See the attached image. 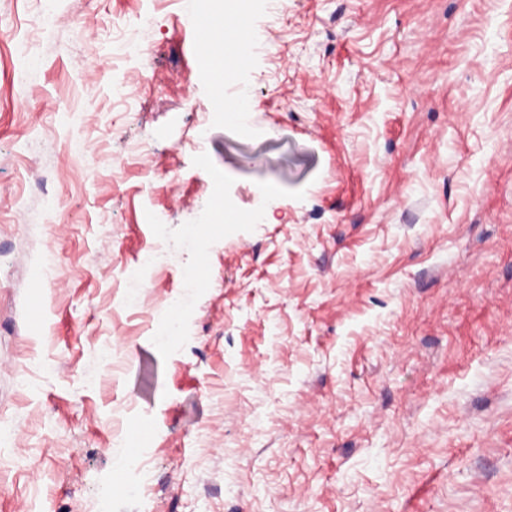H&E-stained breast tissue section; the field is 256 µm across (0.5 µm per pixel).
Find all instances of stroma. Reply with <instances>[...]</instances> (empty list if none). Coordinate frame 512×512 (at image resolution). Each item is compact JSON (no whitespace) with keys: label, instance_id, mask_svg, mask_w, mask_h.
<instances>
[{"label":"stroma","instance_id":"35a3bbf8","mask_svg":"<svg viewBox=\"0 0 512 512\" xmlns=\"http://www.w3.org/2000/svg\"><path fill=\"white\" fill-rule=\"evenodd\" d=\"M251 27L0 0V512H512V0ZM253 0H232L228 4V10L225 13H229L233 17L239 15H246L248 18V25L241 30H225L223 14L215 16L216 19L211 21L209 25L206 24L203 27H207L204 30L206 39L213 43V48L218 51L224 50V43L230 39H236L240 34H245L250 29L249 20L251 19V4Z\"/></svg>","mask_w":512,"mask_h":512}]
</instances>
